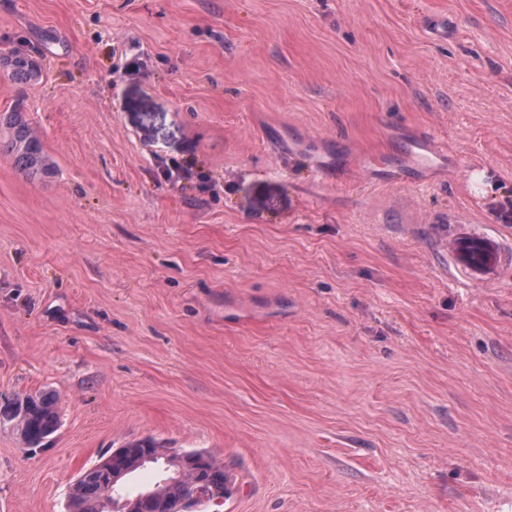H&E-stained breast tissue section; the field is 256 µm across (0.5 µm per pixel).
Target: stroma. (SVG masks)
<instances>
[{"instance_id":"stroma-1","label":"stroma","mask_w":512,"mask_h":512,"mask_svg":"<svg viewBox=\"0 0 512 512\" xmlns=\"http://www.w3.org/2000/svg\"><path fill=\"white\" fill-rule=\"evenodd\" d=\"M13 51L55 173L0 156V401L59 424L0 425V512L144 437L220 512H512V0H0ZM0 66L8 72L15 83L22 87L37 81L41 77V68L38 62L25 53L13 52L1 56ZM56 405L50 393L13 397L0 407V424H13L24 444L39 446L57 427Z\"/></svg>"}]
</instances>
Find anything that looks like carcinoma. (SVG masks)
Segmentation results:
<instances>
[{"label":"carcinoma","mask_w":512,"mask_h":512,"mask_svg":"<svg viewBox=\"0 0 512 512\" xmlns=\"http://www.w3.org/2000/svg\"><path fill=\"white\" fill-rule=\"evenodd\" d=\"M0 68L12 80L26 86L41 77L38 62L30 55L13 52L0 57ZM0 126L8 137L0 140V154L12 158L15 166L31 177L48 178L52 168L40 140L27 123L21 108L0 114ZM470 265L481 267L489 260L485 246L475 242L468 247ZM12 424L29 447L40 445L58 424L56 398L50 393L16 396L0 407V424ZM154 465L167 477L127 500L119 512H197L203 505L221 503L229 495V476L224 465L197 450L169 453L160 445L143 438L115 449L91 467L83 470L72 484L67 512H112V494L127 475ZM195 492L193 499L187 493Z\"/></svg>","instance_id":"carcinoma-1"}]
</instances>
